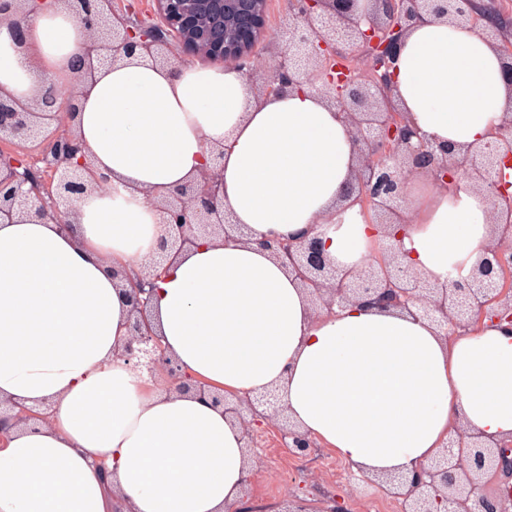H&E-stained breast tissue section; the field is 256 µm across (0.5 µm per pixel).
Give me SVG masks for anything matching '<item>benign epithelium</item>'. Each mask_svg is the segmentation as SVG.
I'll return each instance as SVG.
<instances>
[{"label": "benign epithelium", "instance_id": "obj_1", "mask_svg": "<svg viewBox=\"0 0 512 512\" xmlns=\"http://www.w3.org/2000/svg\"><path fill=\"white\" fill-rule=\"evenodd\" d=\"M0 3V28H7L13 45L25 49L30 32L29 3ZM157 24L134 27L112 12V0H53L72 13L89 42L88 55L67 63V93L57 86L40 85L23 102L0 94V142H33L44 146L43 167L26 164L20 156L0 148V223H44L73 226L75 205L102 188L92 174L90 159L75 132L79 86L92 72L90 54L123 60L137 53L178 72L199 58L232 65L241 72L254 97L281 94L307 87L343 114L353 131L360 164L343 196H357L370 207L376 223L391 226L407 181L425 174L445 182L453 173L467 175L476 188L494 200L491 256L466 272L445 280H430L399 261L400 240L383 234L382 249L391 261L342 270L327 258L323 236L333 228L318 224L311 238L290 240L275 234L259 246L286 261L289 271L306 288L314 304L328 310L349 301L377 307L408 309L441 328L459 329L469 321L490 318L512 322V193L498 179V166L512 162V119L494 127L492 139L475 149L450 144L433 145L411 126L395 105L391 69L408 30L427 16L444 17L457 26L484 27L498 44L504 59V77L512 87V41L501 42L508 20L478 0H367L359 16V0H289V23L281 30L284 50L269 65L259 64L253 50L266 33L268 0H154ZM56 108L46 111L47 95ZM166 215L173 234L160 242V250L179 251L201 237H230L235 225L224 213V178L221 168L210 166L198 177L153 202ZM159 264L152 260L137 277L128 280V332L121 356L166 376L169 390L193 393L224 407L239 424L247 463L256 467L255 428L275 423L282 447L301 457L313 441L285 414L278 391L230 401L224 391L182 374L178 362L166 354L148 318L152 289ZM38 413L11 401H0V430L31 426ZM512 479V439H490L463 430L454 432L446 449L427 468L409 475L377 479L387 495L401 500L402 512H512V486L493 496L475 495L483 476Z\"/></svg>", "mask_w": 512, "mask_h": 512}]
</instances>
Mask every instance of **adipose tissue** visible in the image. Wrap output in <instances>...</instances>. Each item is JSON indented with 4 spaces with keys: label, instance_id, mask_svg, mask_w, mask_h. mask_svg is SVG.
Here are the masks:
<instances>
[{
    "label": "adipose tissue",
    "instance_id": "adipose-tissue-1",
    "mask_svg": "<svg viewBox=\"0 0 512 512\" xmlns=\"http://www.w3.org/2000/svg\"><path fill=\"white\" fill-rule=\"evenodd\" d=\"M25 50L0 30V91L25 100L68 78L85 38L53 0L36 6ZM394 101L434 143L489 140L512 112L492 41L444 20L416 24L394 68ZM77 132L106 189L80 201L73 231L0 223V400L50 412L0 439V512H253L240 428L223 408L167 392L118 354L129 305L113 269L139 272L169 227L152 203L196 177L220 145L224 208L245 236L170 254L152 323L192 378L228 397L278 390L290 419L355 470L405 474L461 429L512 437V325L490 319L449 337L428 319L348 303L314 308L258 239L323 240L352 269L387 260L380 225L343 191L359 165L350 126L313 91L253 101L242 74L134 56L95 63ZM491 199L466 176L456 192L409 179L396 221L403 260L443 277L495 244ZM112 471L104 485L98 461Z\"/></svg>",
    "mask_w": 512,
    "mask_h": 512
}]
</instances>
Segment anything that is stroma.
Here are the masks:
<instances>
[{
    "instance_id": "stroma-1",
    "label": "stroma",
    "mask_w": 512,
    "mask_h": 512,
    "mask_svg": "<svg viewBox=\"0 0 512 512\" xmlns=\"http://www.w3.org/2000/svg\"><path fill=\"white\" fill-rule=\"evenodd\" d=\"M263 463L248 484L245 495L279 505L285 494L304 499L308 512H321L329 498L342 500L346 512H399V505L356 474L330 449L314 445L303 458L282 448L274 429L259 438Z\"/></svg>"
}]
</instances>
